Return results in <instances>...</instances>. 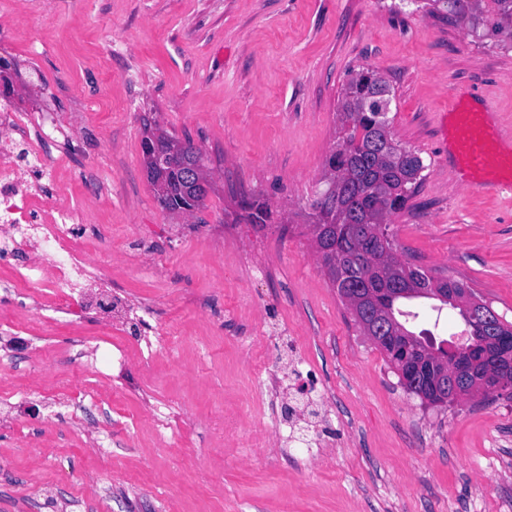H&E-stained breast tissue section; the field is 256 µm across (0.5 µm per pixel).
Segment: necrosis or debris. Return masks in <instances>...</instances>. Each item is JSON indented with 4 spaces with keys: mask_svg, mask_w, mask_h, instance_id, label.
I'll return each mask as SVG.
<instances>
[{
    "mask_svg": "<svg viewBox=\"0 0 512 512\" xmlns=\"http://www.w3.org/2000/svg\"><path fill=\"white\" fill-rule=\"evenodd\" d=\"M49 120L46 112L0 98V266L15 273L0 279V305L10 312L0 323V371L32 379L28 388L0 397V426L13 421L20 407L34 405L44 421L64 414L77 420L87 447L100 449L110 437L103 403L112 385L131 381L145 387L177 330L136 313L88 260L90 250L105 251L108 230L91 219L89 200L69 199L56 178V159L44 145ZM43 307L61 314L79 311L111 331L130 319L142 326L133 343L104 353L82 337L68 346L65 357L72 367L101 379L96 396L79 398L69 375L33 366L35 324Z\"/></svg>",
    "mask_w": 512,
    "mask_h": 512,
    "instance_id": "1",
    "label": "necrosis or debris"
}]
</instances>
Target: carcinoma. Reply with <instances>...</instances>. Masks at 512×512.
Masks as SVG:
<instances>
[{"label":"carcinoma","mask_w":512,"mask_h":512,"mask_svg":"<svg viewBox=\"0 0 512 512\" xmlns=\"http://www.w3.org/2000/svg\"><path fill=\"white\" fill-rule=\"evenodd\" d=\"M428 12L450 16L467 22L474 27H482L484 36L499 44H512V0H424ZM378 88L390 90L383 76L370 69L362 70L346 83L340 102L345 119L352 122L344 131L338 130L336 144V175L327 179L325 195L334 194L347 211L342 223L321 234L315 247L337 245L342 253L339 256V273L329 274L331 286L336 288L339 297L348 302L356 323L363 333L371 335L373 324L362 313L361 307L349 303L350 290L365 288H391L388 301L377 310V319L394 327L400 341L407 346L413 358L418 360L423 353L434 350L438 358L426 363L428 372L421 373L418 387L407 391L431 404L439 400L422 390L430 382V376L437 375L444 366V360L451 351L443 346H434L427 333L411 330L408 320L416 319L419 313L404 309L414 300H436L433 288H398L396 281L426 283L435 282L442 287L457 290L487 313L492 307L477 298L468 285L453 279L435 278L424 270L402 261L396 254L388 238L383 222L402 209L422 183L424 164L421 157L410 149L394 144V153L380 154L374 148L386 129L390 128L388 113H377L362 108L366 91ZM160 207L174 212L187 205L176 177L170 178V191L157 199ZM240 218L255 226H265L270 212L265 203L257 200L242 208ZM459 315L466 325L467 338L463 347L479 355L490 349L492 336L484 334L475 318L469 315L468 308L459 305Z\"/></svg>","instance_id":"obj_1"}]
</instances>
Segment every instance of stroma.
Masks as SVG:
<instances>
[{
  "label": "stroma",
  "instance_id": "1",
  "mask_svg": "<svg viewBox=\"0 0 512 512\" xmlns=\"http://www.w3.org/2000/svg\"><path fill=\"white\" fill-rule=\"evenodd\" d=\"M37 29L0 42V88L45 102L61 173L96 191L127 300L178 328L153 390L185 417L156 445L139 398L112 395V441L85 447L70 419L27 412L0 428V512H30L62 484L78 512H512V395L430 406L400 383L331 287L309 231L351 73L379 72L391 130L424 179L387 232L399 256L460 280L512 323V191L464 186L448 103L488 102L512 128V49L413 0H18ZM190 138L212 171L206 207L163 211L146 178L145 121ZM265 202L266 227L239 221ZM269 343L266 373L247 354ZM106 340L94 321L46 325L45 350ZM311 372L309 397L295 370ZM278 378L277 401L266 393ZM236 431L214 435L222 416ZM207 462L221 490L198 474Z\"/></svg>",
  "mask_w": 512,
  "mask_h": 512
}]
</instances>
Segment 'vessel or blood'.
<instances>
[{
    "mask_svg": "<svg viewBox=\"0 0 512 512\" xmlns=\"http://www.w3.org/2000/svg\"><path fill=\"white\" fill-rule=\"evenodd\" d=\"M455 160L477 175L478 185H485L489 169H508V178L499 180L502 188H512V135L489 127L490 112L466 108L457 111Z\"/></svg>",
    "mask_w": 512,
    "mask_h": 512,
    "instance_id": "b4317fda",
    "label": "vessel or blood"
}]
</instances>
